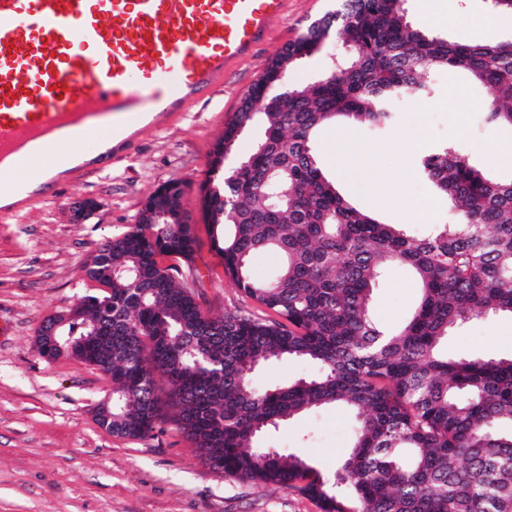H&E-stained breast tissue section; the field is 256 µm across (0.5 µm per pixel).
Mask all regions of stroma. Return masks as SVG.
I'll return each mask as SVG.
<instances>
[{
  "label": "stroma",
  "mask_w": 512,
  "mask_h": 512,
  "mask_svg": "<svg viewBox=\"0 0 512 512\" xmlns=\"http://www.w3.org/2000/svg\"><path fill=\"white\" fill-rule=\"evenodd\" d=\"M448 40L479 44L484 34L469 16L489 13L487 0H433ZM334 0H287L280 23L255 53L238 61L222 85L186 111L145 131L105 167L80 170L41 190L24 208L0 214V512H319L315 503L279 486L257 487L214 472L172 421L151 436L130 440L100 428L97 405L110 381L93 366L70 357L39 356L35 341L45 319L63 314L96 289L81 270L102 244L135 224L147 197L159 186L181 181L185 206L199 247L193 261L196 296L214 318L238 311L262 315L225 276L203 219L201 183L211 153L265 65L311 23L333 9ZM430 98L398 106L396 122L382 133L345 122L322 127L314 149L337 189L383 224L424 238L447 223L448 203L424 208L435 191L422 170L428 154L460 146L512 141V129L489 123L484 104L491 91L465 73L442 71ZM467 103L459 105L458 91ZM376 153L374 172L359 175L337 154L345 137ZM83 197L96 206L84 219L70 209ZM420 301L412 270L396 265L376 282L371 299L375 324L401 327ZM450 357L512 355V317L472 319L444 343ZM352 414L329 408L284 422L267 441L304 455L333 475L347 454Z\"/></svg>",
  "instance_id": "1"
}]
</instances>
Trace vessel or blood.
Segmentation results:
<instances>
[{
	"label": "vessel or blood",
	"instance_id": "1",
	"mask_svg": "<svg viewBox=\"0 0 512 512\" xmlns=\"http://www.w3.org/2000/svg\"><path fill=\"white\" fill-rule=\"evenodd\" d=\"M287 0H0V200H27L89 132L130 146L223 82Z\"/></svg>",
	"mask_w": 512,
	"mask_h": 512
}]
</instances>
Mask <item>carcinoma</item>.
<instances>
[{
	"instance_id": "obj_1",
	"label": "carcinoma",
	"mask_w": 512,
	"mask_h": 512,
	"mask_svg": "<svg viewBox=\"0 0 512 512\" xmlns=\"http://www.w3.org/2000/svg\"><path fill=\"white\" fill-rule=\"evenodd\" d=\"M405 0H342L266 66L225 126L224 156L255 121L263 136L227 168L212 154L201 202L224 273L266 318L215 319L195 298L197 239L183 224L180 189L156 190L138 222L83 262L97 291L60 318L68 333L39 335L48 360L96 367L112 390L95 420L120 438L144 439L163 404L212 470L254 485L293 489L320 512H512V356L450 358L440 346L475 317L512 315V179L476 167L463 148L427 156L423 170L451 202L427 239L381 224L337 190L313 150L326 123L390 127L405 98L428 96V77L462 69L492 89L487 119L512 127V40L453 42L408 20ZM332 37L338 65L310 84L293 67ZM280 255L259 281L251 261ZM394 264L421 284L398 331L370 314L375 282ZM296 360L318 374L283 386L253 381L260 361ZM167 400L159 396V382ZM354 414L352 446L332 477L259 439L313 409Z\"/></svg>"
}]
</instances>
